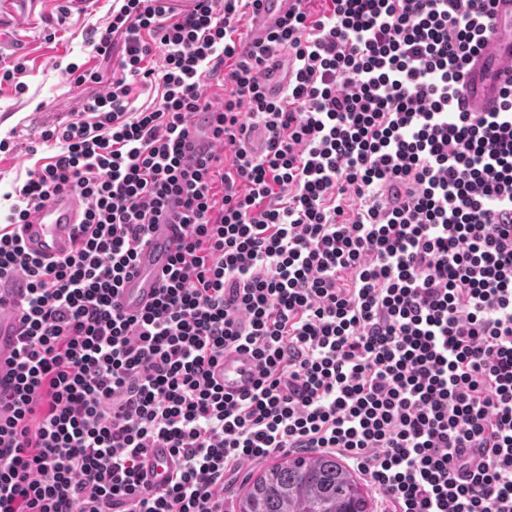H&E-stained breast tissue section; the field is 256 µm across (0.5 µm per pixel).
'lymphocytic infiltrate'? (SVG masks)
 Returning <instances> with one entry per match:
<instances>
[{
    "instance_id": "f902f5d3",
    "label": "lymphocytic infiltrate",
    "mask_w": 512,
    "mask_h": 512,
    "mask_svg": "<svg viewBox=\"0 0 512 512\" xmlns=\"http://www.w3.org/2000/svg\"><path fill=\"white\" fill-rule=\"evenodd\" d=\"M310 2L263 40L258 0L106 18L110 86L43 132L59 148L1 219L0 278L26 293L0 512H224L225 482L286 450L340 455L379 512H512V84L496 111L457 106L495 0ZM63 190L84 222L46 261L15 227ZM160 224L175 254L126 314ZM233 349L258 364L238 396L214 378ZM152 448L172 459L159 486ZM175 247L173 224L157 225L150 240L138 251L135 269L121 288L119 300L127 314L136 315L153 301ZM169 458V450L166 448L149 449L144 459V471L146 474L145 481L148 483H156L162 480L165 472L162 463Z\"/></svg>"
}]
</instances>
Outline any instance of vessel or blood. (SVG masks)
Returning a JSON list of instances; mask_svg holds the SVG:
<instances>
[{"mask_svg":"<svg viewBox=\"0 0 512 512\" xmlns=\"http://www.w3.org/2000/svg\"><path fill=\"white\" fill-rule=\"evenodd\" d=\"M296 0H261L255 13L252 37L265 39L276 31L293 8ZM512 79V35L496 37L492 53H480L469 65L462 91V107L468 112H488L499 104L500 89ZM83 220L82 202L76 192L62 191L41 207L30 223L20 225L27 246L48 260L64 257L75 247L78 226ZM176 247L174 228L157 225L150 240L137 255L133 273L124 281L120 303L127 314L140 313L153 298L159 280L169 266ZM17 325L10 311L0 307V377L14 350ZM257 362L251 354L225 353L215 370V379L225 394L237 396L250 390L257 378ZM169 457L165 448L149 449L144 459L146 480L155 483L165 476L162 464Z\"/></svg>","mask_w":512,"mask_h":512,"instance_id":"vessel-or-blood-1","label":"vessel or blood"}]
</instances>
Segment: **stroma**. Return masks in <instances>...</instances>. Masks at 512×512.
Listing matches in <instances>:
<instances>
[{
	"label": "stroma",
	"instance_id": "stroma-1",
	"mask_svg": "<svg viewBox=\"0 0 512 512\" xmlns=\"http://www.w3.org/2000/svg\"><path fill=\"white\" fill-rule=\"evenodd\" d=\"M67 5L71 14L59 27L54 43L43 38L45 23L57 16L60 6ZM112 11V0H39L34 9L15 21L14 37L22 47L26 71L21 79L24 93L8 85L0 87V140H8L11 152L0 153V209L9 208L10 192L26 178L29 169L56 149L54 142H43V131L65 121L78 111L91 87L76 85L64 72L74 63L100 74L110 83L113 59L97 55L89 41L93 29L103 28Z\"/></svg>",
	"mask_w": 512,
	"mask_h": 512
}]
</instances>
